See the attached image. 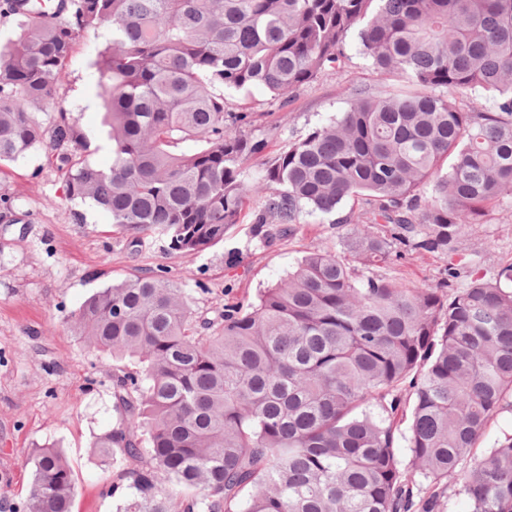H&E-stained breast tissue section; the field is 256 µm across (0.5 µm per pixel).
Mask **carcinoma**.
I'll return each instance as SVG.
<instances>
[{"label": "carcinoma", "mask_w": 512, "mask_h": 512, "mask_svg": "<svg viewBox=\"0 0 512 512\" xmlns=\"http://www.w3.org/2000/svg\"><path fill=\"white\" fill-rule=\"evenodd\" d=\"M5 16L0 173L39 150L66 199L186 255L246 219L270 243L305 213L365 205L346 250L309 252L216 320L153 276L83 302L77 335L117 363L122 427L96 447L129 490L119 512H442L458 482L471 512H512V435L474 457L490 419L512 410V263L452 286L465 226L512 196V0H10ZM105 23L95 67L112 162L100 168L56 84ZM353 36L400 90L354 91L254 178L264 142L235 95L261 87L284 108L341 74ZM474 87L497 111L450 100ZM414 253L447 260L443 276L376 272ZM28 463L25 512H72L61 450L37 444ZM419 475L431 478L422 495Z\"/></svg>", "instance_id": "1"}]
</instances>
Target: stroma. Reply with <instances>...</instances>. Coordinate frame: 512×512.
<instances>
[{"instance_id": "1", "label": "stroma", "mask_w": 512, "mask_h": 512, "mask_svg": "<svg viewBox=\"0 0 512 512\" xmlns=\"http://www.w3.org/2000/svg\"><path fill=\"white\" fill-rule=\"evenodd\" d=\"M104 30L80 38L58 91L79 118L99 166L112 160L100 136L104 89L93 63ZM342 76L323 75L294 93L286 108H271L269 93L255 88L245 101L259 117L257 138L267 152L306 136L345 111L349 88L379 93L388 80L374 73L357 44H349ZM0 505L17 512L28 497L26 457L33 445L63 449L73 472V512H116L126 488H113L112 462L95 448L99 435L116 428L120 415L112 396V369L102 365L74 330L84 300L93 292L140 276L181 282L193 306L214 317L228 301H256L263 288L283 279L306 253L343 250L356 231L347 218L303 215L293 236L267 246L249 224L237 225L223 243L196 254L170 251L163 240L132 248L128 233L103 213L85 212L66 200L56 171L40 153L20 157L0 175ZM86 223H78V213ZM463 261L494 276L512 262V199L492 208L483 221L466 225L458 240Z\"/></svg>"}]
</instances>
